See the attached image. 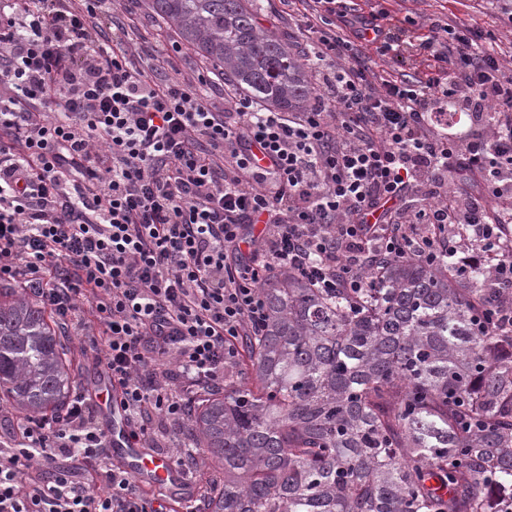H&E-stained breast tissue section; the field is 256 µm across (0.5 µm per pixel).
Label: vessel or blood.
<instances>
[{
    "label": "vessel or blood",
    "instance_id": "1",
    "mask_svg": "<svg viewBox=\"0 0 512 512\" xmlns=\"http://www.w3.org/2000/svg\"><path fill=\"white\" fill-rule=\"evenodd\" d=\"M106 412L111 418L109 439L113 460L119 462L142 485L162 487L173 497H182L184 480L171 461L149 452L130 439L127 418L119 404L107 405Z\"/></svg>",
    "mask_w": 512,
    "mask_h": 512
}]
</instances>
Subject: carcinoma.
Segmentation results:
<instances>
[{
  "mask_svg": "<svg viewBox=\"0 0 512 512\" xmlns=\"http://www.w3.org/2000/svg\"><path fill=\"white\" fill-rule=\"evenodd\" d=\"M229 85L282 112L315 97L257 0H147ZM388 262L360 296L280 272L224 388L195 401L205 512H512V330L483 265ZM73 364L45 307L0 287V400L59 413Z\"/></svg>",
  "mask_w": 512,
  "mask_h": 512,
  "instance_id": "1",
  "label": "carcinoma"
}]
</instances>
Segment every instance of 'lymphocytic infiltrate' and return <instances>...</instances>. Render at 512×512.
<instances>
[{
    "label": "lymphocytic infiltrate",
    "mask_w": 512,
    "mask_h": 512,
    "mask_svg": "<svg viewBox=\"0 0 512 512\" xmlns=\"http://www.w3.org/2000/svg\"><path fill=\"white\" fill-rule=\"evenodd\" d=\"M317 81L309 111L212 101L210 76L131 63L112 0H9L0 11V280L100 347L133 438L179 423L224 382L239 339L266 320L261 288L288 271L330 292L372 287L406 256L432 266L479 242L512 296V66L465 25L421 38L385 11L304 0ZM441 62L369 80L366 49ZM467 118L448 130L449 111ZM458 168L480 192L452 190ZM423 197L420 207L409 196ZM95 398L18 421L0 448V512H167L116 466ZM89 462L96 481L33 461Z\"/></svg>",
    "instance_id": "f902f5d3"
}]
</instances>
